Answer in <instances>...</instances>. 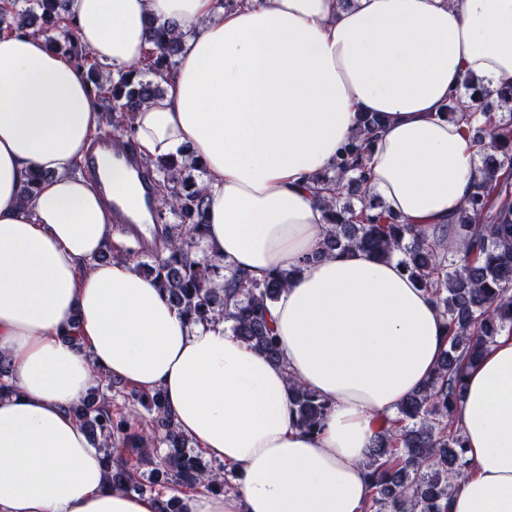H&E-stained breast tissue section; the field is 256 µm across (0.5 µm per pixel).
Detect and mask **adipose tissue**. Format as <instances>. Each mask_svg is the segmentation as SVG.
<instances>
[{"label": "adipose tissue", "mask_w": 512, "mask_h": 512, "mask_svg": "<svg viewBox=\"0 0 512 512\" xmlns=\"http://www.w3.org/2000/svg\"><path fill=\"white\" fill-rule=\"evenodd\" d=\"M80 43L112 71L140 66L148 17L186 34L166 92L134 113L140 161L192 151L204 170L210 255L262 277L301 273L270 312L282 363L226 324L190 323L138 270L100 260L112 211L76 175L104 121L85 75L43 35H0V512H160L168 492L113 487L70 408L101 372L151 392L232 491L189 512H363L364 462L398 405L448 348L443 314L397 260L316 258L328 227L315 177L383 119L366 196L426 240L481 180L480 149L443 111L468 81L512 87V0H69ZM45 173L31 197L30 172ZM105 176L147 222L134 171ZM331 406L297 426L288 386ZM454 426L467 475L448 512H512V334L466 367Z\"/></svg>", "instance_id": "1"}]
</instances>
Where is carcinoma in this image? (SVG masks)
<instances>
[{
  "label": "carcinoma",
  "mask_w": 512,
  "mask_h": 512,
  "mask_svg": "<svg viewBox=\"0 0 512 512\" xmlns=\"http://www.w3.org/2000/svg\"><path fill=\"white\" fill-rule=\"evenodd\" d=\"M75 26L68 0H0V33L33 30L45 35L52 48L83 70L96 104L132 152L130 115L165 92L162 82L175 68L172 55L180 51L184 34L172 22L150 19L152 47L145 62L114 78L103 74L104 64L88 49L68 38ZM489 97L483 92L448 102L445 115L461 117L467 137L481 143L489 136L492 143L481 156L483 179L460 207L452 233L432 243L407 224L370 213L376 204L362 194V186L372 138L382 125L377 114L360 118V137L341 148L332 167L316 178L319 184L334 185L336 192L325 201L330 228L305 261L352 249L379 260L400 253L401 265L441 309L449 334L434 377L398 405L399 429L383 431L369 453L365 465L372 494L366 512H447L448 497L467 471L463 441L452 425L464 367L501 331H512V127L495 122ZM144 166L157 173L155 184L162 189L154 209V246L112 244L99 259L148 258L139 268L182 314L200 323L230 321L238 339L281 362L270 306L300 269L256 278L208 255L201 247L206 227L203 167L190 157L158 158ZM290 390L297 425L307 433L319 430L329 404L295 382ZM118 397L128 406L119 417L112 413ZM71 411L112 463L108 476L115 487L140 493L147 483L210 493L228 488L224 465L189 447L159 390L128 391L121 380L102 374ZM120 451L136 457L139 467H129Z\"/></svg>",
  "instance_id": "1"
}]
</instances>
